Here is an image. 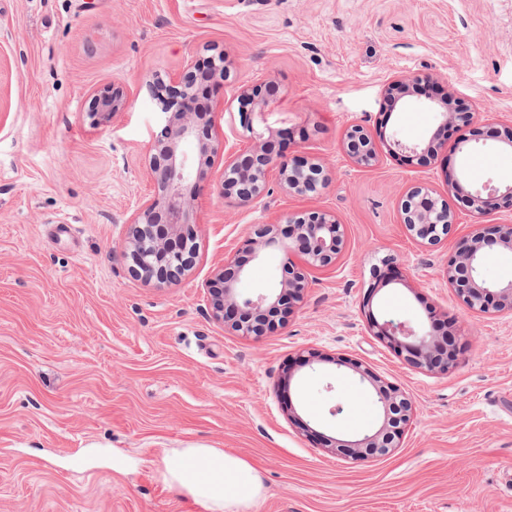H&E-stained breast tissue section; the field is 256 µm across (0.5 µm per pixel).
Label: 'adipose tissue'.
Returning <instances> with one entry per match:
<instances>
[{
    "label": "adipose tissue",
    "instance_id": "adipose-tissue-1",
    "mask_svg": "<svg viewBox=\"0 0 512 512\" xmlns=\"http://www.w3.org/2000/svg\"><path fill=\"white\" fill-rule=\"evenodd\" d=\"M164 479L210 512H253L264 489L242 458L215 448H181L166 458Z\"/></svg>",
    "mask_w": 512,
    "mask_h": 512
}]
</instances>
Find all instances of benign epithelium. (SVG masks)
I'll return each instance as SVG.
<instances>
[{
  "mask_svg": "<svg viewBox=\"0 0 512 512\" xmlns=\"http://www.w3.org/2000/svg\"><path fill=\"white\" fill-rule=\"evenodd\" d=\"M194 74L196 71L188 66L167 83L157 77L148 81L160 102L164 124L153 143L147 170L152 191L131 222L124 254L131 259L136 276L159 286L181 280L192 263L193 254L186 253L177 239L167 242L157 236L156 225L166 224L170 231L177 232L195 223L192 197L188 196L187 189L193 180L200 178L203 168L211 165L219 150L213 126L197 121L194 115L197 96ZM242 95L246 98L240 109L244 117L249 112L250 103L261 111L269 106L256 89L246 88ZM455 103L456 98L449 93L440 99L438 132L445 137L450 130L457 133L456 149L468 152L479 140L470 139L462 128L473 122L476 112L470 108L458 112L454 109ZM124 106L123 95L115 89L95 94L91 99L94 112H118ZM344 142L356 164L370 166L376 161L375 143L363 126H350ZM441 145V139L435 135L423 145H410L398 139L393 141L396 151L415 155H433ZM188 146L194 147L196 153H188ZM273 172L288 192L297 195L317 193L328 182L321 164L295 156H275L266 148L255 145L225 159L221 194L239 203L255 202L267 192L269 175ZM448 190L466 194L473 213L478 216L484 215L488 199L499 193L512 200L511 183L501 186L480 184L472 173L464 170L448 181ZM401 216L410 235L430 244L441 242L455 224V215L448 204L429 197V191L422 187H414L406 193L401 203ZM288 239L286 243L279 238L278 225L259 224L253 236L245 240L244 251L253 260L259 259L262 252L271 247H279L286 254L288 278L281 281L280 288L267 293L255 296L241 293L237 284L249 274L247 263L237 256L224 260L223 268L209 286L215 319L223 321L241 336H261L274 329L275 317L288 309L289 303L301 298L308 288V270L334 264L345 246L346 235L344 225L336 216L312 211L288 218ZM487 242V233L481 228L464 237L448 259L444 275L449 288L469 310L512 313V280L490 283L481 276L483 249ZM369 329L403 354L415 368L446 373L452 366L449 344L433 336L424 326L416 329L407 322L379 321L372 317ZM354 370L360 380L368 382L374 390L379 408L378 426L370 434L351 437L340 432L335 437L325 438V442L336 455L380 458L397 447L411 420L412 403L369 371L359 366Z\"/></svg>",
  "mask_w": 512,
  "mask_h": 512,
  "instance_id": "1",
  "label": "benign epithelium"
}]
</instances>
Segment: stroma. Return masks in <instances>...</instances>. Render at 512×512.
<instances>
[{
    "mask_svg": "<svg viewBox=\"0 0 512 512\" xmlns=\"http://www.w3.org/2000/svg\"><path fill=\"white\" fill-rule=\"evenodd\" d=\"M221 57L207 104L227 151L305 156L329 182L301 196L273 177L240 204L221 195L216 155L193 191V266L158 288L123 253L160 124L147 83ZM0 59V512H208L160 477L167 454L197 446L252 467L256 512H512V314L467 310L443 275L475 224H512L511 200L479 218L448 190L461 170L512 182V153L490 138L512 122V0H0ZM406 74L421 91L385 95ZM113 85L125 110L92 112L90 93ZM254 86L270 106L246 127L238 95ZM429 86L479 108L485 145L389 153L437 129ZM354 124L375 138L373 166L343 146ZM414 186L447 201V241L406 230ZM314 210L344 224L346 246L283 322L244 337L214 320L207 285L253 225ZM249 268L247 293L284 277L274 248ZM430 311L456 338L445 374L410 366L368 326ZM357 363L414 405L375 460L333 454L301 427L339 404L326 435L375 430Z\"/></svg>",
    "mask_w": 512,
    "mask_h": 512,
    "instance_id": "obj_1",
    "label": "stroma"
}]
</instances>
